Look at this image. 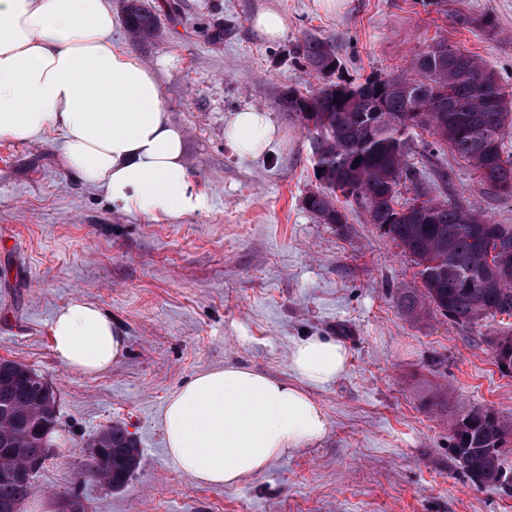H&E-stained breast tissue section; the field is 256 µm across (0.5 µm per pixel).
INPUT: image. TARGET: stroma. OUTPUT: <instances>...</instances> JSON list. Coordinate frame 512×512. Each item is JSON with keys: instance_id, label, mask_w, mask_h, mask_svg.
I'll use <instances>...</instances> for the list:
<instances>
[{"instance_id": "35a3bbf8", "label": "stroma", "mask_w": 512, "mask_h": 512, "mask_svg": "<svg viewBox=\"0 0 512 512\" xmlns=\"http://www.w3.org/2000/svg\"><path fill=\"white\" fill-rule=\"evenodd\" d=\"M161 37L132 44L121 0L112 5L114 45L158 66L163 102L187 134L185 161L205 204L172 221L113 208L105 193L73 177L63 137L0 138V359L33 366L57 387L61 446L34 478V497L77 493L87 512H512V494L471 487L451 459L450 421L489 407L512 415V374H502L487 329L438 314L415 323L397 291L419 286L395 241L348 203L346 230L319 222L303 199L314 159L297 119L279 99L309 92L320 77L294 49L309 34L334 41L351 78L404 72L439 40L482 57L512 88V0H448L446 13L422 0H151ZM279 11L282 39L253 28ZM493 12L495 33L454 24L456 11ZM224 23V40L207 29ZM267 112L277 128L268 156L239 155L227 137L238 109ZM433 193L471 202L512 224V199L485 193L451 152L423 158ZM446 168L448 182L436 171ZM109 313L127 352L105 373L83 375L55 358L49 329L74 298ZM328 336L349 350L346 373L313 390L329 422L317 444L274 461L231 488L197 483L168 456L161 415L195 374L228 364L290 379L289 353L303 336ZM449 389L441 409L429 392ZM120 423L142 464L121 489L86 471L85 446Z\"/></svg>"}]
</instances>
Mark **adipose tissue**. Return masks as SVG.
Returning <instances> with one entry per match:
<instances>
[{
	"mask_svg": "<svg viewBox=\"0 0 512 512\" xmlns=\"http://www.w3.org/2000/svg\"><path fill=\"white\" fill-rule=\"evenodd\" d=\"M109 0H0V138L63 133V161L113 206L175 219L202 195L185 164V130L164 108L155 68L112 43ZM276 129L266 111L237 112L228 137L237 151L264 153ZM51 348L66 368L109 370L126 352L119 326L99 307L72 300L53 318ZM346 347L304 336L290 354V380L238 365L199 372L168 399L166 450L195 481L231 487L328 432L311 395L348 367Z\"/></svg>",
	"mask_w": 512,
	"mask_h": 512,
	"instance_id": "1",
	"label": "adipose tissue"
}]
</instances>
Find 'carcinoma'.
<instances>
[{"label":"carcinoma","instance_id":"carcinoma-1","mask_svg":"<svg viewBox=\"0 0 512 512\" xmlns=\"http://www.w3.org/2000/svg\"><path fill=\"white\" fill-rule=\"evenodd\" d=\"M123 22L131 41L160 37L158 14L148 0H123ZM456 22L486 31L497 29L495 16L458 12ZM296 59L323 79L306 94L290 89L280 106L293 113L305 130L317 158L316 188L304 198L305 209L323 224L348 223L339 196L361 204L368 221L397 242L411 258L419 288L398 290L399 305L412 322L439 313L458 326L486 319L512 317V262L503 266L490 256L506 248L512 256V224H496L483 211L445 195L434 196L412 162L410 133L416 129L435 137L428 155L444 149L465 161L478 175L485 192L512 197V153L505 139L512 129V94L497 73L479 56L440 40L416 54L411 70L378 74L363 81L342 75L335 43L309 34L299 42ZM425 111L413 114L417 103ZM413 193L399 203L400 188ZM512 330L495 329L487 343L497 367L512 363ZM39 372L23 363L0 359V465L16 458L46 461L41 434L58 424L59 404L41 396ZM452 459L458 449L471 454L476 470L463 475L477 490L506 489L505 460L512 452V419L492 409L479 414L473 406L452 419ZM142 452L122 424L106 427L98 465L102 484L122 488L139 468ZM33 480L18 471L0 477V510L31 494Z\"/></svg>","mask_w":512,"mask_h":512}]
</instances>
